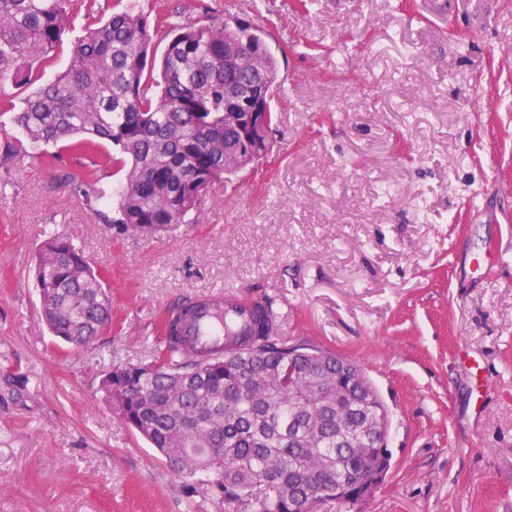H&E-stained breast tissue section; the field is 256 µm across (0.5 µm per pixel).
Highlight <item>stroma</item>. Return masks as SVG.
I'll use <instances>...</instances> for the list:
<instances>
[{
    "label": "stroma",
    "mask_w": 512,
    "mask_h": 512,
    "mask_svg": "<svg viewBox=\"0 0 512 512\" xmlns=\"http://www.w3.org/2000/svg\"><path fill=\"white\" fill-rule=\"evenodd\" d=\"M165 2L263 33L272 150L197 223L121 234L67 183L87 157L17 153L0 115V512H229L97 393L112 364L153 360L174 308L229 287L271 297L289 343L361 365L388 409L385 481L322 512H512V0ZM51 235L112 298L80 350L41 320Z\"/></svg>",
    "instance_id": "35a3bbf8"
}]
</instances>
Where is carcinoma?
I'll use <instances>...</instances> for the list:
<instances>
[{
  "mask_svg": "<svg viewBox=\"0 0 512 512\" xmlns=\"http://www.w3.org/2000/svg\"><path fill=\"white\" fill-rule=\"evenodd\" d=\"M83 15V35L67 69L16 107L0 93L25 145L69 142L89 153L115 146L124 172L106 222L151 234L187 224L200 197L239 168V133L224 116V93L263 90L261 111L276 131L267 95L278 65L250 26L212 17L202 23L136 4L104 19L75 0H0V61L16 67L0 83L31 86L50 65L63 34ZM165 42L150 59L154 42ZM74 184L90 206L105 197L96 161ZM41 316L52 335L81 348L112 322L101 275L71 242L51 236L36 257ZM236 345L199 350L184 334L199 306L163 322L148 364H116L103 376L102 402L166 459L193 491L205 478L237 512H320L329 501L356 503L388 461L389 417L366 375L336 367V355L279 336L271 301L257 305Z\"/></svg>",
  "mask_w": 512,
  "mask_h": 512,
  "instance_id": "1",
  "label": "carcinoma"
}]
</instances>
